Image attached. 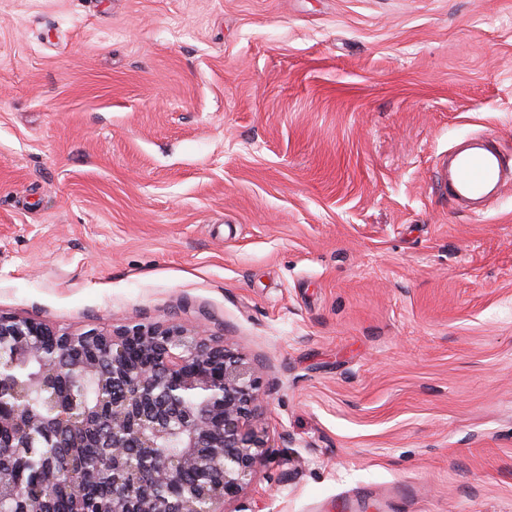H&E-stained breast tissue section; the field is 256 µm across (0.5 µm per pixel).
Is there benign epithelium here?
<instances>
[{"mask_svg": "<svg viewBox=\"0 0 512 512\" xmlns=\"http://www.w3.org/2000/svg\"><path fill=\"white\" fill-rule=\"evenodd\" d=\"M0 344L11 355L7 365L0 360V434H11L16 448L33 447L38 434L52 437L47 421L19 403L24 390L52 389L64 358L74 381L95 383V406L83 409L79 428L83 447L103 449L112 464V492L93 510L79 503L74 512H225L268 461L259 366L210 343L199 327L171 322L68 334L0 315ZM21 361L39 366L28 382L9 378ZM171 440L178 457L165 451ZM185 462L205 482L181 486L170 500L162 489L179 480ZM10 473L0 456V512H20L28 499Z\"/></svg>", "mask_w": 512, "mask_h": 512, "instance_id": "benign-epithelium-1", "label": "benign epithelium"}]
</instances>
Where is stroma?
Instances as JSON below:
<instances>
[{"label": "stroma", "mask_w": 512, "mask_h": 512, "mask_svg": "<svg viewBox=\"0 0 512 512\" xmlns=\"http://www.w3.org/2000/svg\"><path fill=\"white\" fill-rule=\"evenodd\" d=\"M476 133L512 0H0V314L258 361L229 512H512V188L439 176Z\"/></svg>", "instance_id": "1"}]
</instances>
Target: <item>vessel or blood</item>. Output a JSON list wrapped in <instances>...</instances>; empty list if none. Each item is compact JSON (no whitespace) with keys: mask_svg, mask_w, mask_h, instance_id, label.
Returning a JSON list of instances; mask_svg holds the SVG:
<instances>
[{"mask_svg":"<svg viewBox=\"0 0 512 512\" xmlns=\"http://www.w3.org/2000/svg\"><path fill=\"white\" fill-rule=\"evenodd\" d=\"M442 179L453 204L482 216L512 185V156L490 137L474 136L449 148Z\"/></svg>","mask_w":512,"mask_h":512,"instance_id":"1","label":"vessel or blood"}]
</instances>
